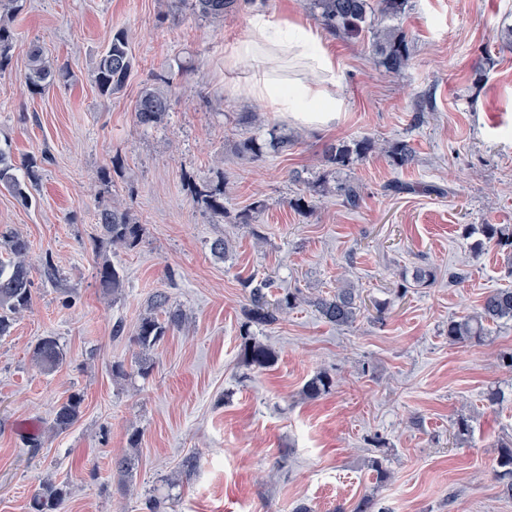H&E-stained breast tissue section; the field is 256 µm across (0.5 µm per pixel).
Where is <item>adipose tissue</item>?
<instances>
[{
	"label": "adipose tissue",
	"mask_w": 512,
	"mask_h": 512,
	"mask_svg": "<svg viewBox=\"0 0 512 512\" xmlns=\"http://www.w3.org/2000/svg\"><path fill=\"white\" fill-rule=\"evenodd\" d=\"M247 42L233 45L230 63L256 62L242 95L273 105L304 126L334 124L345 110L336 91L335 59L322 45L320 31L300 22L278 21L266 15L251 20Z\"/></svg>",
	"instance_id": "adipose-tissue-1"
}]
</instances>
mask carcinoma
I'll return each instance as SVG.
<instances>
[{
  "mask_svg": "<svg viewBox=\"0 0 512 512\" xmlns=\"http://www.w3.org/2000/svg\"><path fill=\"white\" fill-rule=\"evenodd\" d=\"M19 0H0V70L11 60L14 30L12 15L18 8ZM194 15L201 19H217L236 10L237 0H187ZM407 0H309L308 6L314 18L327 30L342 35L358 36L370 26L371 17L395 18L401 15ZM374 47L377 63L387 74L398 75L407 66L410 50L405 36L395 27H383L374 32ZM133 57L127 30L120 29L112 35L111 41L96 57L91 70V80L100 94L110 97L121 92L131 74ZM66 78L61 67L49 63L38 47L29 54L28 71L24 85L31 92L44 89L47 84ZM170 99L168 92L154 85L146 86L135 101L133 112L136 126L154 127L168 116ZM293 146V139L276 126L265 133V137H250L240 141L236 153L246 160H257L269 151L286 153ZM379 154L388 159L395 168H404L415 159L414 151L405 140L378 143L368 138L340 141L329 145L324 151V162L340 171L349 167L356 158ZM12 159L0 149V186L27 199V185L22 183L14 170ZM306 192L293 201L298 210L309 208L307 195H321L328 191L327 181L304 180ZM336 196L350 208L361 205V187L349 179H336L333 187ZM194 197L197 203L214 218L226 215L224 207V182L204 181L195 185ZM266 208L263 200L253 202L239 212L235 223L252 225ZM97 223L103 237L114 249H134L142 241L143 225L134 218L130 209L119 202H98ZM472 232L482 240L493 242L506 252L508 265L512 267V226L509 224H477ZM29 244L18 232L0 233V336L10 333L16 318L31 309L33 302V266L28 260ZM99 285L103 295L117 300L125 288L123 273L105 260L98 266ZM247 292V303L243 307L245 322L241 354L250 365L257 368L271 366L275 361L274 352L257 342L250 334V327L272 326L280 322L288 311L302 302L315 308L329 324L337 327L352 326L362 311V299L353 286L336 289L328 296L318 295L304 298L296 292L287 291L272 296L274 281L269 277H249L242 281ZM512 322V288H497L484 296L479 307L466 315L448 319V342L461 346H476L487 341L490 326ZM185 316L180 309L169 307L168 296L157 293L152 296L148 311L140 318L134 336L141 355L135 361V368L129 370L125 364L112 363V375L123 378L133 372L146 377L152 370L148 352L165 338L168 331L180 329ZM31 363L39 371L51 374L67 363V355L58 339L43 336L32 348ZM335 386L334 378L320 372L304 387L307 397L314 399ZM83 413V395L73 393L54 410L50 430L62 433L73 426ZM140 434L133 430L128 436V451L115 460V471L119 482L131 484L139 466L138 445ZM493 472L501 491L512 497V444L500 446L493 465ZM67 497V486L51 478L43 479L35 488L29 502L30 512H58Z\"/></svg>",
  "mask_w": 512,
  "mask_h": 512,
  "instance_id": "obj_1",
  "label": "carcinoma"
}]
</instances>
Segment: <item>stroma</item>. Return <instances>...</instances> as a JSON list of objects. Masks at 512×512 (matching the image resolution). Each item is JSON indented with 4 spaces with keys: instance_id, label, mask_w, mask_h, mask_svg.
Segmentation results:
<instances>
[{
    "instance_id": "1",
    "label": "stroma",
    "mask_w": 512,
    "mask_h": 512,
    "mask_svg": "<svg viewBox=\"0 0 512 512\" xmlns=\"http://www.w3.org/2000/svg\"><path fill=\"white\" fill-rule=\"evenodd\" d=\"M258 13L315 21L307 0H239L214 21L178 0H22L14 13L12 58L0 72V149L16 162H45L26 198L0 187V230L22 234L56 275L34 272L31 310L0 337V512H29L43 478L67 483L61 512H145L155 492L171 497V512H293L301 503L333 512L365 495L385 512H512L493 478L499 444L512 441V369L501 361L512 352V322L480 346L447 336L449 318L512 287L503 252L470 232L512 225V0H409L392 21L411 51L397 76L379 68L370 37L324 32L346 109L323 128L225 94V85L247 83L253 64L226 69L224 48L248 39ZM119 28L134 66L106 98L90 71ZM35 46L69 69L68 81L26 91ZM160 78L170 83L169 114L138 128L134 103ZM243 112L259 113L262 126L238 124ZM273 125L293 137L288 152L255 162L233 155L235 142ZM362 137L408 141L415 160L397 169L378 155L356 159L347 174L362 187L359 208L329 194L296 210L292 173L326 172L328 144ZM104 169L145 228L134 249L101 242ZM221 177L229 215L215 221L192 187ZM394 183L411 190L387 193ZM423 184L442 192L419 193ZM258 199L267 204L258 224L235 223ZM219 239L228 246L221 257L211 250ZM105 259L126 278L116 301L99 288ZM421 267L433 271L430 285L409 283ZM253 274L306 296L349 283L388 311L339 328L300 304L279 324L252 328L278 356L260 370L240 350L241 281ZM159 292L187 314L185 328L150 351L149 377L113 378V362L138 358L132 336ZM119 321L125 333L116 337ZM42 336L67 353L51 374L30 361ZM320 372L335 386L305 397ZM492 389L504 394L501 405H489ZM74 392L84 397L81 418L51 433L54 408ZM461 414L473 433L458 441L451 424ZM135 429L139 467L124 490L112 460ZM31 431L41 436L36 454L25 444ZM190 454L200 459L195 475L174 484ZM371 457L383 459L388 480L367 467Z\"/></svg>"
}]
</instances>
